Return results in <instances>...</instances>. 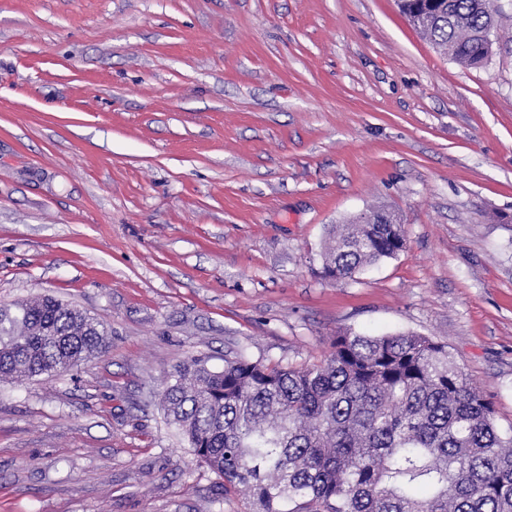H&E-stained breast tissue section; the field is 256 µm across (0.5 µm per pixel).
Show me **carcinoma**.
Here are the masks:
<instances>
[{
	"mask_svg": "<svg viewBox=\"0 0 512 512\" xmlns=\"http://www.w3.org/2000/svg\"><path fill=\"white\" fill-rule=\"evenodd\" d=\"M416 30L466 68L486 65L496 0H400ZM385 209L336 224L323 274L341 280L402 247ZM103 323L52 297L0 305V376L67 371L108 344ZM167 424L247 512H512V436L446 345L416 333L336 335L301 367L238 352L191 358L160 393ZM295 507L290 509L288 504Z\"/></svg>",
	"mask_w": 512,
	"mask_h": 512,
	"instance_id": "carcinoma-1",
	"label": "carcinoma"
}]
</instances>
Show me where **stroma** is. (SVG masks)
Wrapping results in <instances>:
<instances>
[{"label": "stroma", "instance_id": "stroma-1", "mask_svg": "<svg viewBox=\"0 0 512 512\" xmlns=\"http://www.w3.org/2000/svg\"><path fill=\"white\" fill-rule=\"evenodd\" d=\"M383 207L396 257L321 276ZM111 330L0 380V512H244L165 421L193 357L447 345L512 432V36L465 68L398 0H0V304Z\"/></svg>", "mask_w": 512, "mask_h": 512}]
</instances>
